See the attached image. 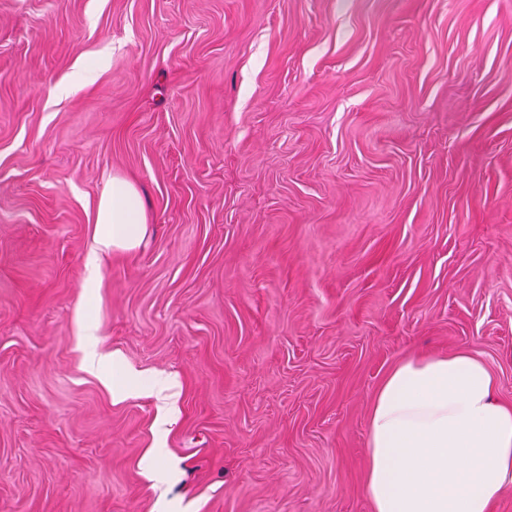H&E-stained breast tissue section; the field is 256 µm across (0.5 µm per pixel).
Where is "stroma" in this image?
Wrapping results in <instances>:
<instances>
[{
    "mask_svg": "<svg viewBox=\"0 0 512 512\" xmlns=\"http://www.w3.org/2000/svg\"><path fill=\"white\" fill-rule=\"evenodd\" d=\"M458 350L512 405V0H0V512H372L378 385ZM96 224L92 246L95 258L138 247L146 231L139 191L129 181L112 177L99 199Z\"/></svg>",
    "mask_w": 512,
    "mask_h": 512,
    "instance_id": "1",
    "label": "stroma"
}]
</instances>
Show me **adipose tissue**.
Segmentation results:
<instances>
[{
  "mask_svg": "<svg viewBox=\"0 0 512 512\" xmlns=\"http://www.w3.org/2000/svg\"><path fill=\"white\" fill-rule=\"evenodd\" d=\"M92 253L138 247L139 191L115 177L102 193ZM466 351L401 360L370 404L365 494L373 512H492L512 483V406Z\"/></svg>",
  "mask_w": 512,
  "mask_h": 512,
  "instance_id": "ef3b65f1",
  "label": "adipose tissue"
}]
</instances>
